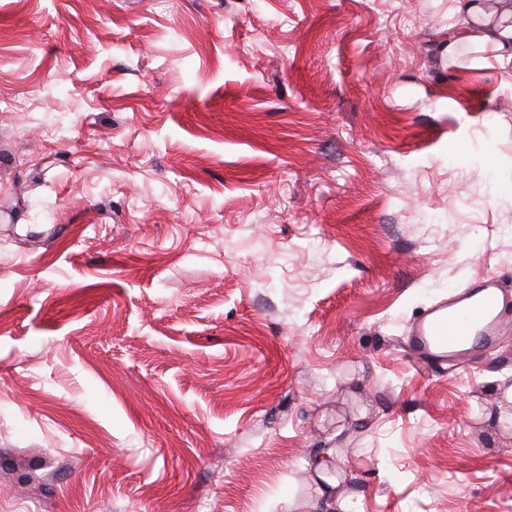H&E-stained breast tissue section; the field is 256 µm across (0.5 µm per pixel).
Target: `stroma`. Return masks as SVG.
Returning <instances> with one entry per match:
<instances>
[{"label":"stroma","mask_w":512,"mask_h":512,"mask_svg":"<svg viewBox=\"0 0 512 512\" xmlns=\"http://www.w3.org/2000/svg\"><path fill=\"white\" fill-rule=\"evenodd\" d=\"M451 0H0V512H512V77ZM335 450V502L309 460ZM502 290L493 281L455 295L429 310L411 331L410 342L435 357L454 361L490 346L504 329Z\"/></svg>","instance_id":"obj_1"}]
</instances>
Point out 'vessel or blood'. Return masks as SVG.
Wrapping results in <instances>:
<instances>
[{"mask_svg": "<svg viewBox=\"0 0 512 512\" xmlns=\"http://www.w3.org/2000/svg\"><path fill=\"white\" fill-rule=\"evenodd\" d=\"M502 290L492 281L455 295L429 310L413 328L410 341L435 357L451 361L490 346L504 328Z\"/></svg>", "mask_w": 512, "mask_h": 512, "instance_id": "b4317fda", "label": "vessel or blood"}]
</instances>
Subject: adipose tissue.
<instances>
[{"mask_svg": "<svg viewBox=\"0 0 512 512\" xmlns=\"http://www.w3.org/2000/svg\"><path fill=\"white\" fill-rule=\"evenodd\" d=\"M459 20L445 41L449 68L512 63V0H453Z\"/></svg>", "mask_w": 512, "mask_h": 512, "instance_id": "ef3b65f1", "label": "adipose tissue"}]
</instances>
